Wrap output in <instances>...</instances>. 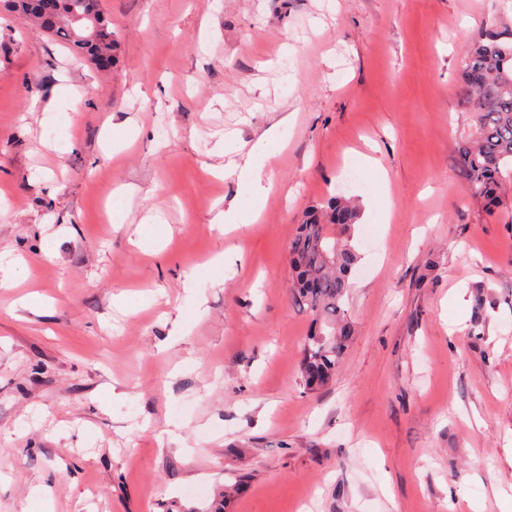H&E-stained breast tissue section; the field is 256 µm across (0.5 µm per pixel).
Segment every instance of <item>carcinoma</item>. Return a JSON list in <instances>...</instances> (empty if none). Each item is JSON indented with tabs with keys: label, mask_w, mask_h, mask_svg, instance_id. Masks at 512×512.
<instances>
[{
	"label": "carcinoma",
	"mask_w": 512,
	"mask_h": 512,
	"mask_svg": "<svg viewBox=\"0 0 512 512\" xmlns=\"http://www.w3.org/2000/svg\"><path fill=\"white\" fill-rule=\"evenodd\" d=\"M61 2L52 19L38 11L31 21L50 27L79 58L94 48L118 51L103 10L93 15L92 6H101V0ZM459 95L473 118V129L457 145L456 156L472 197L492 213L499 207L503 184L512 182V32L495 24L477 32L463 55ZM358 219L355 202L330 198L309 209L288 243L292 297L315 321L301 363L308 390L333 380L347 349L351 329L345 296L358 261L349 238Z\"/></svg>",
	"instance_id": "cac0c4a2"
}]
</instances>
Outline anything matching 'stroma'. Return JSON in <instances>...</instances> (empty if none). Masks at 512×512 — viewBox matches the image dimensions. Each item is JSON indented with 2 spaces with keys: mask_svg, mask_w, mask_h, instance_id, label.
<instances>
[{
  "mask_svg": "<svg viewBox=\"0 0 512 512\" xmlns=\"http://www.w3.org/2000/svg\"><path fill=\"white\" fill-rule=\"evenodd\" d=\"M102 8L106 71L0 16V512H512V195L469 202L455 160L464 51L512 0ZM274 126L259 220L221 230L216 141ZM335 195L352 336L309 391L288 242Z\"/></svg>",
  "mask_w": 512,
  "mask_h": 512,
  "instance_id": "stroma-1",
  "label": "stroma"
}]
</instances>
